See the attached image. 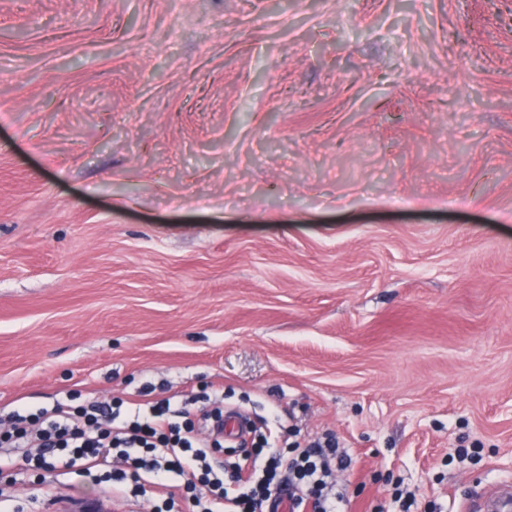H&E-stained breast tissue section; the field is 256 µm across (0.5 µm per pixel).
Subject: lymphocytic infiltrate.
Wrapping results in <instances>:
<instances>
[{
    "label": "lymphocytic infiltrate",
    "mask_w": 512,
    "mask_h": 512,
    "mask_svg": "<svg viewBox=\"0 0 512 512\" xmlns=\"http://www.w3.org/2000/svg\"><path fill=\"white\" fill-rule=\"evenodd\" d=\"M124 406L81 402L80 391L36 409L19 407L0 424V512H36L47 486L73 474L125 512L164 496L155 512H348L335 472L346 463L333 441L304 438L278 447L275 429L257 448L223 455L217 426L224 397L171 394ZM26 476L32 493L19 499Z\"/></svg>",
    "instance_id": "f902f5d3"
}]
</instances>
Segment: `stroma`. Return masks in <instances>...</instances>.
<instances>
[{"mask_svg": "<svg viewBox=\"0 0 512 512\" xmlns=\"http://www.w3.org/2000/svg\"><path fill=\"white\" fill-rule=\"evenodd\" d=\"M146 384L512 481V0H0V408Z\"/></svg>", "mask_w": 512, "mask_h": 512, "instance_id": "35a3bbf8", "label": "stroma"}]
</instances>
